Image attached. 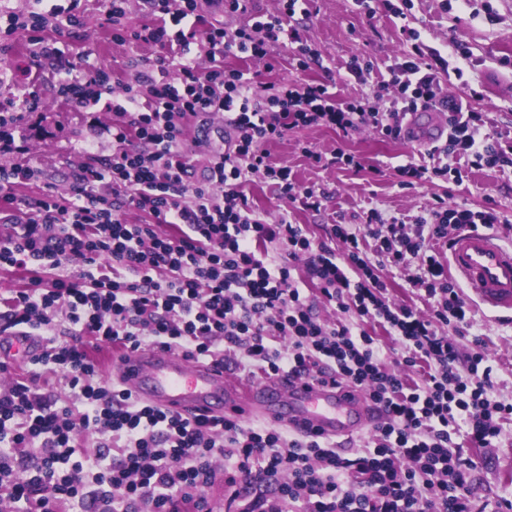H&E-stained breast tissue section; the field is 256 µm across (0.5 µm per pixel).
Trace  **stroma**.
<instances>
[{
	"label": "stroma",
	"instance_id": "stroma-1",
	"mask_svg": "<svg viewBox=\"0 0 512 512\" xmlns=\"http://www.w3.org/2000/svg\"><path fill=\"white\" fill-rule=\"evenodd\" d=\"M82 9V26L64 28L52 36L57 53L44 63L50 77L41 84L40 130L28 141L40 172L34 183L19 187V194L26 197L39 196L48 187L68 196L85 151H92L102 163L112 153V138L105 129L108 115L91 124L78 113L64 111L55 95V77L64 74L69 62L81 54L88 63L112 65L116 79L127 82L144 70L145 58L157 53L149 46L113 43L100 0H84ZM292 23L318 50L321 64L296 69L290 46L282 44L276 49L279 63L273 71L247 58H230V65L257 75L259 82L280 84L322 81L328 72H346L353 59L363 58L374 67L372 82L351 80L339 89L342 97L356 98L372 94L376 81L386 77L389 66L406 51L401 28L407 25L442 54H449L457 43L468 48L466 77L476 92L473 107L486 113L489 133L512 134V0H413L403 19L390 14L368 18L353 0H314L310 13H296ZM305 145L324 154L343 149L360 157L364 168L321 167L302 153ZM270 152L272 162L289 167L300 184L327 190L320 211L295 205L291 219L305 225L312 237L332 250L341 248L332 234L333 225L357 223L371 210L410 223L441 200L473 210L495 203L499 222L494 232L502 245L512 247V167H466L460 180L437 179L408 188L401 184L399 169L416 151L405 141L366 129L345 137L325 126L290 129ZM469 308L472 325L460 337V346L467 353L484 350L493 368L494 396L512 403V319L498 317L474 302ZM480 339L485 342L481 348L476 345ZM466 454L475 466V498L512 501V422L504 425L491 447L470 448Z\"/></svg>",
	"mask_w": 512,
	"mask_h": 512
}]
</instances>
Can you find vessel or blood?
I'll return each instance as SVG.
<instances>
[{"instance_id":"1","label":"vessel or blood","mask_w":512,"mask_h":512,"mask_svg":"<svg viewBox=\"0 0 512 512\" xmlns=\"http://www.w3.org/2000/svg\"><path fill=\"white\" fill-rule=\"evenodd\" d=\"M447 133L446 121L435 112L423 121L411 116L405 129L407 142L417 149L441 142ZM448 251L451 268L479 305L512 318V248L500 245L494 234L468 228L455 236ZM42 349L34 334L0 335V360L19 353L31 357ZM112 378L138 399L165 410L260 419L327 439L360 435L380 418L376 405L356 389L285 378L241 384L226 379L214 364L172 349H143L113 358Z\"/></svg>"}]
</instances>
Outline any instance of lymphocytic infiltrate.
I'll list each match as a JSON object with an SVG mask.
<instances>
[{
    "label": "lymphocytic infiltrate",
    "mask_w": 512,
    "mask_h": 512,
    "mask_svg": "<svg viewBox=\"0 0 512 512\" xmlns=\"http://www.w3.org/2000/svg\"><path fill=\"white\" fill-rule=\"evenodd\" d=\"M299 2L280 0L277 13L228 30L207 23L199 0H146L153 21L132 30L123 23L128 0H103L114 43L159 54L119 97L108 64L79 61L57 80L70 111L112 115V156L103 168L85 158L70 199L50 189L33 199L16 194L39 174L23 134L43 109L38 73H29L21 100L0 103V223L11 227L0 238V270L30 275L0 295V332L51 329L62 309L72 326L69 340L49 341L35 360L0 361L11 377L0 390V504L13 512L84 503L90 472L105 488L103 512H213L208 492L219 483L227 488L224 512H487L472 495L474 465L460 447H489L512 421V404L493 398L486 355L459 346L469 308L435 246L466 227H493L496 210L438 206L410 225L373 210L361 223L333 225L337 252L288 213L268 221L245 187L260 177L278 200L320 210L326 192L299 185L267 150L299 126L346 136L370 128L397 140L407 114L447 113L448 139L428 149L429 164L401 167L410 187L447 178L463 161L510 165L512 144L482 134L463 69L450 68L410 27V47L390 80L360 98L338 97L331 79L261 90L226 65L240 53L274 70L273 49L283 42L293 45L297 69L318 61L285 25ZM81 17V0L21 15L1 10L0 54L8 51L4 38L14 37L28 41L32 58L54 56L50 31L80 26ZM449 72L460 94L442 93ZM217 115L233 140L195 170L197 133ZM130 208L141 222L128 220ZM272 243L285 254H270ZM75 259L78 270L63 273ZM387 265L405 271L430 315L391 301ZM322 304L354 312L357 323L324 322ZM371 324L382 336L368 332ZM104 346L120 354L160 346L252 376L345 383L387 419L347 454L269 424L165 411L101 381L94 353ZM33 362L58 368L82 411L31 386ZM88 434L100 437L94 447L83 443Z\"/></svg>",
    "instance_id": "lymphocytic-infiltrate-1"
}]
</instances>
